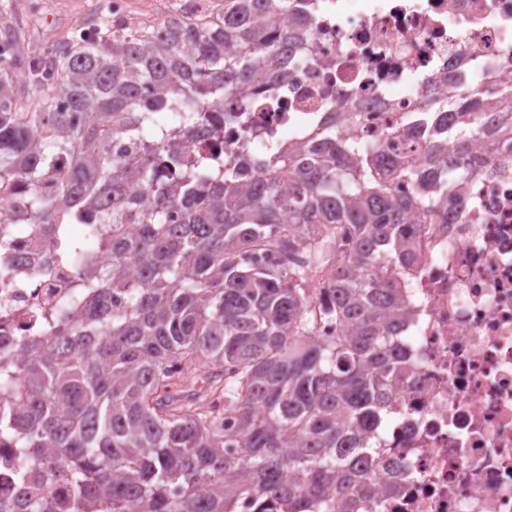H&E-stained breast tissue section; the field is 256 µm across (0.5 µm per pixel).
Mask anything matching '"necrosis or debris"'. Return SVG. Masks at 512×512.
I'll list each match as a JSON object with an SVG mask.
<instances>
[{
  "label": "necrosis or debris",
  "mask_w": 512,
  "mask_h": 512,
  "mask_svg": "<svg viewBox=\"0 0 512 512\" xmlns=\"http://www.w3.org/2000/svg\"><path fill=\"white\" fill-rule=\"evenodd\" d=\"M307 24L276 62L271 107L250 114L251 147L264 135L309 145L336 123L371 145L423 163L449 82L495 85L512 77V0H309ZM481 174L449 224L406 218L415 266L395 270L411 311L393 373L394 419L374 434L385 492L353 491L349 512H512V149L475 147ZM0 260V324L22 335L35 312L65 294L46 280L27 235Z\"/></svg>",
  "instance_id": "1"
}]
</instances>
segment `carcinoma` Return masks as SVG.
I'll use <instances>...</instances> for the list:
<instances>
[{
    "mask_svg": "<svg viewBox=\"0 0 512 512\" xmlns=\"http://www.w3.org/2000/svg\"><path fill=\"white\" fill-rule=\"evenodd\" d=\"M291 3L224 0L137 30L103 14L51 53L18 54L0 32V204L27 189L25 232L50 244L42 273L75 269L74 294L37 313L27 341L0 338L3 474L35 490L0 512H236L245 497L346 512L355 488L374 489L362 441L389 415L408 317L384 269L409 267L408 211L448 223V195L478 176L459 168L476 142L512 144V81L492 96L449 85L425 170L334 127L309 151L187 157V134L218 140L252 111L224 100L287 46ZM115 136L142 147L115 151ZM46 183L67 210L39 197ZM135 189L153 199L145 218ZM87 241L107 265L81 260ZM329 318L341 336L315 341Z\"/></svg>",
    "mask_w": 512,
    "mask_h": 512,
    "instance_id": "carcinoma-1",
    "label": "carcinoma"
}]
</instances>
